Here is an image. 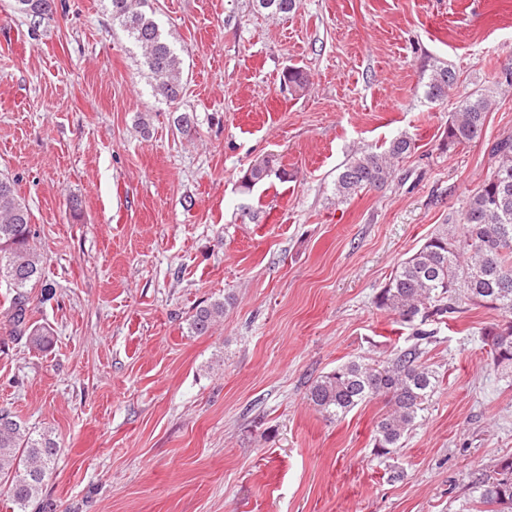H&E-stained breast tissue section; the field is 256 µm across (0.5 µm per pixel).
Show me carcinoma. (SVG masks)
<instances>
[{
	"label": "carcinoma",
	"mask_w": 512,
	"mask_h": 512,
	"mask_svg": "<svg viewBox=\"0 0 512 512\" xmlns=\"http://www.w3.org/2000/svg\"><path fill=\"white\" fill-rule=\"evenodd\" d=\"M268 15L283 16L297 8V0H252ZM14 9L38 28L54 18L55 0H14ZM106 9L141 50L154 95L168 104L183 95V60L164 33L150 0H107ZM456 82L449 66L432 70L425 95L431 101L448 96ZM283 83L295 92L306 89L308 77L300 68L283 74ZM490 96L472 94L448 119L446 144L450 147L481 138ZM415 149L409 137L392 140L381 152L360 151L339 168L334 181L337 201L364 189L381 188L394 173V163ZM494 166L469 197L458 230H437L411 256L402 260L376 296V305L396 320L413 327L415 343L395 358L377 364L351 360L319 376L309 386L307 400L327 418H340L355 407L381 399L388 410L375 423L377 455L388 457L403 447V439L417 426L424 405L435 393L436 375L421 362L422 342L433 332L422 325L433 316L458 312L461 305H479L499 312L502 321L485 329L496 365L512 370V136L500 140L492 151ZM288 179L273 154L254 160L240 180L242 192L271 178ZM37 231L13 183L0 178V281L12 288L8 313L17 330L38 347L49 346L47 330L28 317V290L39 288L51 295L42 260L35 248ZM229 299H216L196 308L190 333L202 335L224 317ZM59 448L8 411H0V479L8 484L12 501L24 510L39 496ZM469 494L481 505L512 512V459L489 472L478 473L468 483Z\"/></svg>",
	"instance_id": "1"
}]
</instances>
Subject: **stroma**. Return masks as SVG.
I'll return each instance as SVG.
<instances>
[{"label":"stroma","instance_id":"stroma-1","mask_svg":"<svg viewBox=\"0 0 512 512\" xmlns=\"http://www.w3.org/2000/svg\"><path fill=\"white\" fill-rule=\"evenodd\" d=\"M0 0V177L38 231L48 349L16 335L0 282V409L61 449L28 512H479L472 475L512 457V373L469 306L429 321L436 392L393 463L375 455L383 401L324 419L310 384L384 361L413 329L376 307L398 263L448 220L512 134V0H155L185 67L171 107L103 0H55L32 28ZM439 65L457 84L430 101ZM303 69L306 90L282 74ZM493 96L480 140L448 117ZM194 115L185 133L174 111ZM391 181L337 202L338 167L395 138ZM287 181L241 193L251 161ZM231 298L208 333L200 303ZM404 472L392 479L391 465Z\"/></svg>","mask_w":512,"mask_h":512}]
</instances>
